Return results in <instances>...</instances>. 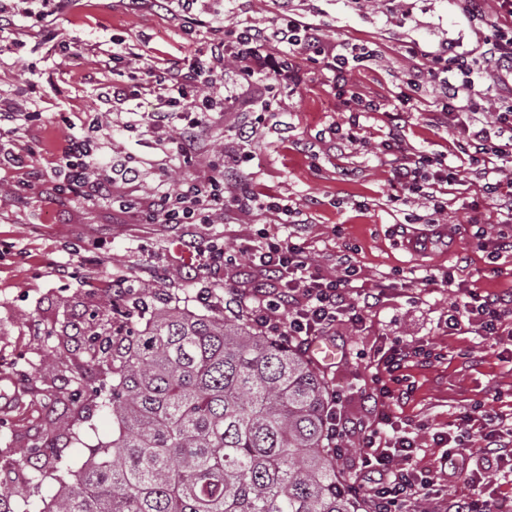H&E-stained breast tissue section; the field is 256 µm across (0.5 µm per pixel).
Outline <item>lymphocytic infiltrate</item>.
Returning a JSON list of instances; mask_svg holds the SVG:
<instances>
[{
    "label": "lymphocytic infiltrate",
    "instance_id": "f902f5d3",
    "mask_svg": "<svg viewBox=\"0 0 512 512\" xmlns=\"http://www.w3.org/2000/svg\"><path fill=\"white\" fill-rule=\"evenodd\" d=\"M495 15H488L487 0H461L462 8L474 24L482 40L480 58L456 51L445 42L433 52L430 68L416 67L405 81L393 105L392 124L381 143L388 152L398 153L394 167L397 192L436 198L442 186L464 182L467 174L480 172L482 182L477 188L481 197L494 202L502 223L512 224V181L495 178L493 160L512 157V104L498 106L494 120H479L480 105L472 96L474 79L486 75L512 86V0H494ZM210 37L204 57L188 58L182 66L167 71L157 84L156 107L142 113L141 123L161 145L177 153H187L196 129L212 122L214 115L225 112L236 96H245L252 111H271L278 89L298 91L304 76L295 69L291 56L308 52L315 54L331 88L337 92L345 111L377 112L381 106L363 99L350 82L352 61L362 58L363 50L339 49L320 29L301 16H286L272 31L251 25L210 26ZM239 64V95L217 97L210 90L223 76L228 61ZM442 89L435 118L441 125L457 130L458 147L465 163L450 165L435 160L429 152H410L402 147V114L414 100L423 84ZM142 94V85L125 51L112 53V84L105 98L113 111L131 112ZM17 112L0 107V165L25 170L26 179L14 186L17 195H24L30 186L43 181L45 172L33 162L34 150L17 145ZM244 156L222 152L211 163V173L199 178L185 173L178 191H156L147 198L132 197L123 208L138 224H210L225 210L243 212L274 210L287 213V206L249 188L229 187ZM63 190L73 198L94 202L110 199L116 182L135 184L140 170L124 168L120 177L99 163V147L84 137L68 138L62 151ZM295 231L279 236L261 232L257 245L248 248L252 268L258 278L246 294L242 310L261 330L279 337L283 342L307 344L317 336L333 333L338 322L358 323L370 306L371 295L356 287V270L344 263L339 276L321 275L310 262L306 248ZM512 317V304L498 298L469 293L462 304L455 306L446 324L457 330L462 323L479 325L485 335L500 337L503 322ZM423 347L392 344L388 353L376 362L377 374L388 375L379 383V399L393 397L392 382L413 359L428 360ZM462 427H477L488 449L482 460L469 467L460 451L462 438L448 432L443 436L448 452L445 463L449 471L464 473L476 486L489 487L490 476L496 472L512 475V444L503 441L500 424L495 417L473 424L469 413L459 415ZM359 445L358 464L366 475L369 492L368 512H416L417 503L438 497L439 484L430 470L412 464L416 443L407 431L395 424L387 411H379L364 430Z\"/></svg>",
    "mask_w": 512,
    "mask_h": 512
}]
</instances>
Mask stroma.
Segmentation results:
<instances>
[{"instance_id": "stroma-1", "label": "stroma", "mask_w": 512, "mask_h": 512, "mask_svg": "<svg viewBox=\"0 0 512 512\" xmlns=\"http://www.w3.org/2000/svg\"><path fill=\"white\" fill-rule=\"evenodd\" d=\"M206 7L219 9L230 27L272 28L291 11L320 24L329 40L372 51L371 60L352 71L355 91L367 100H394L414 64L407 47L431 50L452 40L461 50L480 51L457 0H415L406 16L397 0H208ZM170 8L169 0L140 10L127 0H77L39 38L32 37L29 19L16 16L8 35L12 50L0 55V102L20 109V141L35 148L37 164L52 169L65 138L100 137L109 143L102 165L122 160L140 170L134 195L153 193L154 172L162 166L170 188H177L188 168L183 161L144 128L127 129L124 117L98 99L112 82L113 39L155 69L205 50L206 35L187 37ZM48 38L71 43V51L47 53ZM297 65L305 83L298 92H281L275 111L237 103L197 130L202 149L189 168L204 177L215 153L249 154L242 181L303 212L308 254L322 273L336 275L347 256L360 284L382 290L361 326L337 325L338 356L319 366L330 389L343 394L336 413L350 454L338 469L353 486L361 484L357 438L378 409L374 356L397 340L430 352L428 362L404 370L410 397L386 407L399 426L416 433L415 462L438 474L442 496L426 503L425 512H447L452 499L473 490L442 468L444 447L435 436L464 410L478 421L490 412L512 422V344L474 325L448 330L445 319L467 289L512 300V252L494 260L482 247L477 229L494 236L500 226L494 206L475 204L473 190L452 185L434 203L417 195L394 198L392 161L378 150L388 131L386 113H360L361 142L336 151L334 128L348 125L350 115L325 92L319 65L303 56ZM438 95L430 86L417 96L406 114L404 145L452 158L456 134L430 121ZM248 123L256 129L252 139L232 136ZM21 177V170L0 168V482L9 488L0 505L6 512H24L58 489L50 480L39 486L16 480L19 449L50 448L75 472L112 439V418L98 410L92 393L111 382L112 370L90 360L83 331L92 319H113V274L196 308L202 287L230 292L252 275L244 256L234 270L210 269V240L223 238L225 248L235 250L259 229L277 232L281 220L273 211L246 216L233 210L220 224H132L110 203L58 194L52 177L18 198L12 187ZM432 222L450 226L452 243H434L416 256L406 251L405 236ZM190 239L196 247H187ZM61 265L69 266L68 277L58 276ZM445 272L450 283L424 281Z\"/></svg>"}]
</instances>
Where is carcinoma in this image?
<instances>
[{
  "label": "carcinoma",
  "mask_w": 512,
  "mask_h": 512,
  "mask_svg": "<svg viewBox=\"0 0 512 512\" xmlns=\"http://www.w3.org/2000/svg\"><path fill=\"white\" fill-rule=\"evenodd\" d=\"M149 293L86 330L112 366L95 390L112 442L75 475L40 448L16 462L24 483L58 485L41 512H361L326 449L332 398L312 360L245 318L147 312Z\"/></svg>",
  "instance_id": "obj_1"
}]
</instances>
